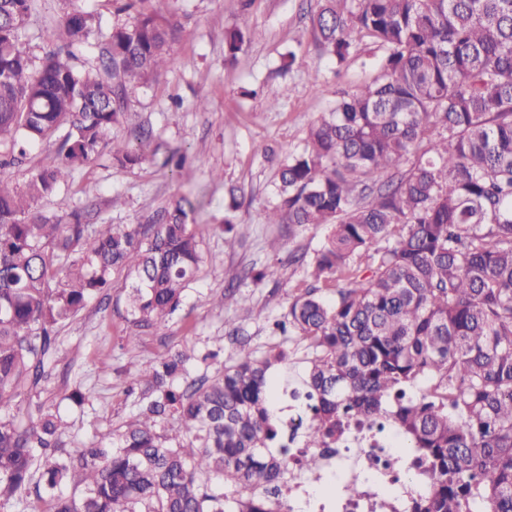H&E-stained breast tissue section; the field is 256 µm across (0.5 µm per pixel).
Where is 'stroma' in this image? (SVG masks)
Listing matches in <instances>:
<instances>
[{
  "instance_id": "stroma-1",
  "label": "stroma",
  "mask_w": 512,
  "mask_h": 512,
  "mask_svg": "<svg viewBox=\"0 0 512 512\" xmlns=\"http://www.w3.org/2000/svg\"><path fill=\"white\" fill-rule=\"evenodd\" d=\"M92 12L99 26L91 42L74 45L78 65L97 62L96 42L118 19L115 0H33L24 39L34 63L55 44V34L73 5ZM178 29L170 62L158 80L130 89L125 118L112 133L135 142L141 130L153 133L160 151L186 150L182 170L148 160L132 168L114 166L109 155L73 172L68 186L48 208L86 212L92 224L138 225L155 218L172 197L193 193L203 202L204 261L185 292L180 310L151 332L137 334L127 319L122 275L93 298L70 323L58 329L51 376L41 390L25 394L23 406L58 407L67 447L106 444L112 431L132 419L127 377L185 345L223 350L232 356L230 335L244 326L258 352L288 350L290 371L305 367L306 354L295 332H281L288 307L311 279L309 267L328 229L270 224L276 208L275 175L288 154L299 149L310 124L334 104L338 92L352 91L372 73L380 50L361 42L343 67L320 49L312 19L320 0H150ZM241 29L244 43L226 60L224 35ZM205 109H198V100ZM240 242L224 245V217L230 200ZM223 261L213 270L211 258ZM277 265V278L242 279L244 269ZM248 298L250 320L239 321V302ZM108 371H100L101 359ZM90 389L83 405L68 398L75 386Z\"/></svg>"
}]
</instances>
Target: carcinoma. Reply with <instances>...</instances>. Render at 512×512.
Wrapping results in <instances>:
<instances>
[{
    "mask_svg": "<svg viewBox=\"0 0 512 512\" xmlns=\"http://www.w3.org/2000/svg\"><path fill=\"white\" fill-rule=\"evenodd\" d=\"M118 2L129 19L82 69L71 48L94 14H67L37 67L21 38L31 0H0V168L58 142L22 188L0 180V508L33 494L39 512H289L291 390L314 398L305 470L324 468L310 449L384 420L425 483L409 512H512V0H323L313 17L337 66L364 40L383 54L276 176L269 223L329 228L288 309L309 349L302 375L281 376L283 348L258 356L241 339L227 363L185 346L128 378L139 412L108 446L62 447L50 405L20 415L57 328L112 274L126 272L127 314L145 330L179 309L202 261L190 193L139 228L39 209L105 147L123 168L146 158L151 133L133 147L112 128L129 89L168 63L176 28L146 0ZM332 280L346 286L327 300ZM199 360L220 368L188 377Z\"/></svg>",
    "mask_w": 512,
    "mask_h": 512,
    "instance_id": "1",
    "label": "carcinoma"
}]
</instances>
